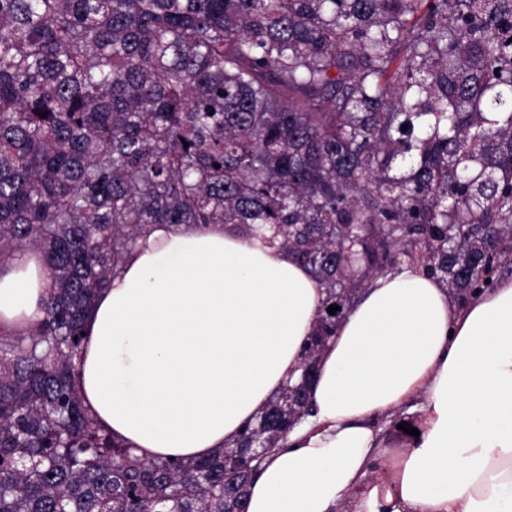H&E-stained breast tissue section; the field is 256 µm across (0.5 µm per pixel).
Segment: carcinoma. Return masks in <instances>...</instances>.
Here are the masks:
<instances>
[{
	"mask_svg": "<svg viewBox=\"0 0 512 512\" xmlns=\"http://www.w3.org/2000/svg\"><path fill=\"white\" fill-rule=\"evenodd\" d=\"M153 224L308 267L302 372L402 266L466 302L512 270V0H0V268L36 249L52 280L0 330V512H247L253 449L310 412L300 375L193 461L89 416L84 316Z\"/></svg>",
	"mask_w": 512,
	"mask_h": 512,
	"instance_id": "obj_1",
	"label": "carcinoma"
}]
</instances>
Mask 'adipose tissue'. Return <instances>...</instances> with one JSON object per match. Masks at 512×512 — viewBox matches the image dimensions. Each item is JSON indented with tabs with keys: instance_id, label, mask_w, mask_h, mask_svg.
<instances>
[{
	"instance_id": "ef3b65f1",
	"label": "adipose tissue",
	"mask_w": 512,
	"mask_h": 512,
	"mask_svg": "<svg viewBox=\"0 0 512 512\" xmlns=\"http://www.w3.org/2000/svg\"><path fill=\"white\" fill-rule=\"evenodd\" d=\"M50 285L38 251L1 268L0 329L42 320ZM323 298L235 225H153L96 296L73 384L137 455L209 457L298 376ZM309 397L248 512H512V280L460 306L422 270L376 278ZM401 415L414 434L392 429Z\"/></svg>"
}]
</instances>
